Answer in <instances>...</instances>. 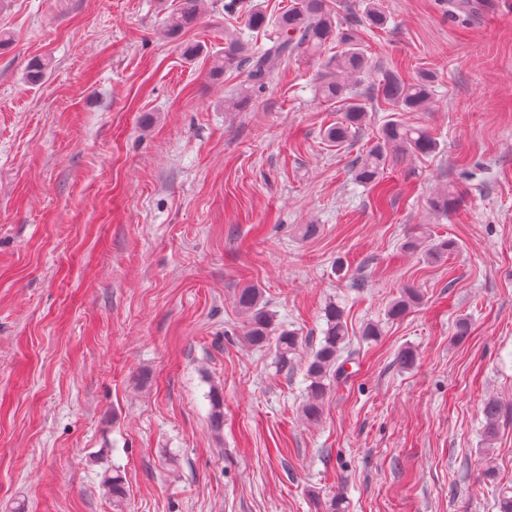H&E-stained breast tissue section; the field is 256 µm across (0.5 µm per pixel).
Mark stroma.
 Instances as JSON below:
<instances>
[{
    "label": "stroma",
    "instance_id": "1",
    "mask_svg": "<svg viewBox=\"0 0 512 512\" xmlns=\"http://www.w3.org/2000/svg\"><path fill=\"white\" fill-rule=\"evenodd\" d=\"M224 2L176 39L178 0L0 5V512H113L115 470L124 512H322L335 495L348 512H497L493 483L512 481V0H380L375 31L362 0H335L370 59L434 74L431 111L406 118L442 150L391 163L382 197L351 169L385 115L329 145L342 113L317 93L323 57L225 110L247 74L212 79L211 53L228 31L267 35ZM449 185L444 216L428 201ZM416 236L454 248L405 249ZM248 285L302 339L288 367L241 334ZM407 288L419 304L388 319ZM330 303L350 362L310 423L305 365ZM490 398L504 416L489 442ZM103 486L107 494L112 498V506L115 511H122L128 495L123 476L119 472L113 471L112 476H104Z\"/></svg>",
    "mask_w": 512,
    "mask_h": 512
}]
</instances>
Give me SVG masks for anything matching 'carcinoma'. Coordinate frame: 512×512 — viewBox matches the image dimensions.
Wrapping results in <instances>:
<instances>
[{
  "label": "carcinoma",
  "instance_id": "cac0c4a2",
  "mask_svg": "<svg viewBox=\"0 0 512 512\" xmlns=\"http://www.w3.org/2000/svg\"><path fill=\"white\" fill-rule=\"evenodd\" d=\"M204 0H181L178 8L167 17L164 33L178 38L194 28L202 16ZM243 0H228L224 10L229 13L247 14L248 25L257 29L265 25L266 17L258 10L243 9ZM364 16L371 28H382L386 18L378 0H365ZM275 36L263 48L249 51L234 33L224 36V52L213 60L210 76L219 78L224 73L244 69L247 84L233 105L244 107L262 93L268 80L283 64L301 54H316L334 41L342 46L324 63L318 78V93L327 101L342 103L343 119L328 127L324 138L337 146L347 142L351 135L365 125L368 103L385 106L389 116L380 126L373 143L365 154L352 164L355 179L364 185L377 188L382 184L385 166L408 155H430L440 151V143L424 126H417L402 119L405 112H425L431 105L432 75L422 73L412 79L404 78L396 69L374 68L362 47V40L353 27L343 29L338 24L335 7L329 0H291L288 9L280 13L275 22ZM454 192L446 189L431 197L429 206L437 213H446L455 205ZM410 249H426L429 253L444 254L454 247L446 240L431 242L413 238L407 242ZM420 295L413 288L407 289L388 308L387 316L393 320L407 315L418 303ZM237 304L245 315L242 335L253 346H274L281 366L291 362L301 340L295 332L275 327L273 315L262 299L260 289L248 286L239 289ZM326 328L318 348L310 357L306 376L309 380L307 399L301 413L305 420L314 422L322 414V402L330 381L344 373L340 362L345 349L347 329L342 310L334 304L324 311ZM502 406L488 399L483 403L486 438L493 439L498 430ZM210 425L220 431L224 427V399L214 391L211 394ZM103 486L112 498L115 512H121L128 491L123 476L115 471L104 476ZM499 512H512V483L496 485Z\"/></svg>",
  "mask_w": 512,
  "mask_h": 512
}]
</instances>
